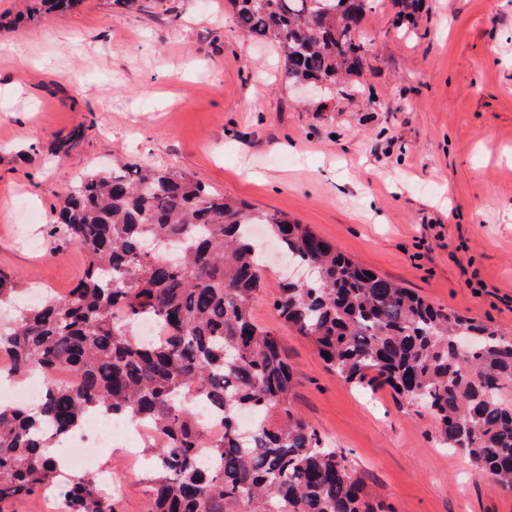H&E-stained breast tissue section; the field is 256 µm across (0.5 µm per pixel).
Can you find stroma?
<instances>
[{
  "label": "stroma",
  "instance_id": "1",
  "mask_svg": "<svg viewBox=\"0 0 512 512\" xmlns=\"http://www.w3.org/2000/svg\"><path fill=\"white\" fill-rule=\"evenodd\" d=\"M0 0V268L65 294L86 257L51 215L72 178L118 156L171 167L309 227L339 252L512 339V0H425L402 35L393 0L363 24L368 63L332 99L284 77L274 46L239 38L226 0H84L30 17ZM64 155L51 144L73 128ZM266 250L267 293L281 256ZM293 405L384 512H512V492L442 447L434 419L389 388L352 387L275 316ZM107 493L146 512L156 472L113 453Z\"/></svg>",
  "mask_w": 512,
  "mask_h": 512
}]
</instances>
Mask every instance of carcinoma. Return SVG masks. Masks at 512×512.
Listing matches in <instances>:
<instances>
[{
  "label": "carcinoma",
  "instance_id": "1",
  "mask_svg": "<svg viewBox=\"0 0 512 512\" xmlns=\"http://www.w3.org/2000/svg\"><path fill=\"white\" fill-rule=\"evenodd\" d=\"M370 0H228L241 37L275 45L293 85L336 87L364 69ZM83 0H33L35 16ZM76 128L57 139L68 153ZM263 224L288 259L314 274L283 281L274 312L326 352L348 383L386 385L427 409L437 435L512 491V340L449 313L360 266L303 224L252 209L173 168L116 162L75 179L47 233L87 259L66 295H45L0 321L4 377L49 381L34 406L0 403V504L58 492L68 512H117L97 481L64 482L44 448L92 413L146 423L155 460L149 512H375L364 484L293 408V373L252 307L266 269L246 226ZM22 292L0 268V308ZM147 319L166 336L138 335ZM473 338L461 355L455 342ZM70 370L78 383L55 381ZM224 420L212 439L197 411ZM255 415L247 440L242 411Z\"/></svg>",
  "mask_w": 512,
  "mask_h": 512
}]
</instances>
